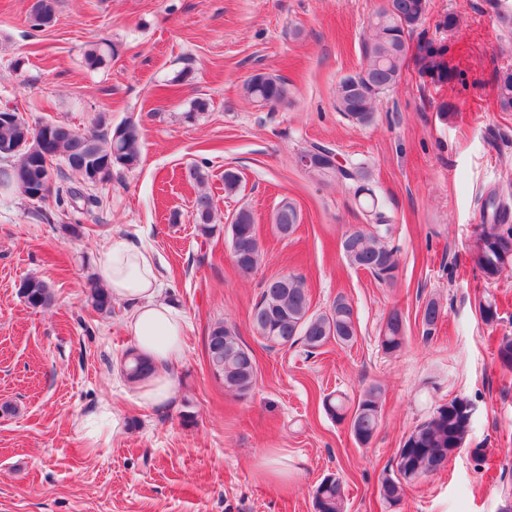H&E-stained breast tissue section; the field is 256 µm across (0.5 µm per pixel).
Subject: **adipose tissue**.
<instances>
[{"label": "adipose tissue", "instance_id": "1", "mask_svg": "<svg viewBox=\"0 0 512 512\" xmlns=\"http://www.w3.org/2000/svg\"><path fill=\"white\" fill-rule=\"evenodd\" d=\"M97 278L113 300L128 306L126 326L134 347L154 368L137 385V403L166 404L177 391L171 367L182 356L186 318L161 300L159 268L152 252L126 239L110 240L99 257Z\"/></svg>", "mask_w": 512, "mask_h": 512}]
</instances>
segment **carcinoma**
I'll use <instances>...</instances> for the list:
<instances>
[{
    "label": "carcinoma",
    "instance_id": "cac0c4a2",
    "mask_svg": "<svg viewBox=\"0 0 512 512\" xmlns=\"http://www.w3.org/2000/svg\"><path fill=\"white\" fill-rule=\"evenodd\" d=\"M428 7L429 0H383L369 18L367 32L361 40L363 63L359 72L360 82L352 90L342 82L336 88V110L353 124L369 126L375 121L378 101L400 81L409 55V38L424 20ZM54 15L55 0H35L30 10V27L37 30L45 26L52 22ZM445 52L446 48L441 45L425 55H417L420 71L439 81L447 79L449 69L444 62ZM112 53L111 46L97 45L85 52V64L97 70L105 65L107 56ZM242 91L246 98L264 106L288 101L285 79L266 72L255 73L246 79ZM496 102L502 111H512L511 69L498 73L496 77ZM23 124L25 118L22 116L16 122L0 121V146L19 142ZM117 128L119 136L114 142L108 126L81 131L66 123H52L48 150L56 155L58 162L49 176L52 184L46 190L44 200L52 198L57 205L66 206L76 213H85L99 206L100 199L86 184V172L82 166H95L109 156L112 166L131 170L139 165L141 158L142 131L139 124L128 119ZM69 171L80 176L78 183L68 181ZM312 175L348 186L363 208L366 223L345 231L340 239L348 264L368 271L381 282H393L397 269L396 251L385 242L391 217L368 187V173L364 167L350 162L332 167L324 163ZM40 178L39 164L21 156L10 161L0 156L1 192L17 193L28 200ZM193 208L199 235L207 239L213 237L217 225L212 223V197L206 193L198 194ZM299 219V212L292 203L281 202L274 215L277 233L288 237ZM508 219V208L496 196H488L476 229L489 247L479 268L491 280L503 272L495 246L503 242L512 243V224ZM230 252L234 268L243 278L251 276L261 262L263 252L259 236L252 213L247 209H240L230 224ZM18 293L34 310L47 308L53 301L48 284L33 277L20 283ZM88 299L95 310L101 313L112 311V295L96 282L90 285ZM478 311L488 326L500 319L496 302L487 296L479 300ZM441 314L442 309L436 300L426 301L421 314L423 338L432 337ZM251 324L258 337L272 348L300 341L307 348L317 350L333 340L347 345L356 338L354 308L348 299L338 295L327 311L315 313L311 311L305 280L292 274L283 281L276 276L264 283L260 299L251 311ZM378 339L388 354L402 350L405 327L399 310L389 312ZM206 350L210 370L222 380L226 391L246 396L253 390L257 376L256 359L234 327L224 322L213 324L208 332ZM497 358L502 369L512 371L511 335L499 338ZM122 370L130 381H137L150 372L145 361L133 349L127 352ZM381 398L382 388L373 384L363 391L352 407L346 398L333 394L323 397L322 406L333 420L350 417V434L358 444L365 446L372 442L379 428ZM465 406H472L471 400L457 396L445 404H437L426 419L407 435L397 450L395 467L384 472L379 481V494L386 504L401 503L407 488L419 478L443 470L442 450L463 448L472 422V417L463 411ZM344 504L342 480L337 476H324L313 492L314 512H344Z\"/></svg>",
    "mask_w": 512,
    "mask_h": 512
}]
</instances>
